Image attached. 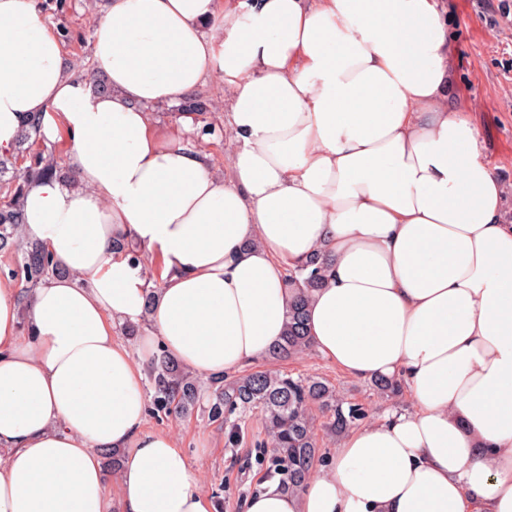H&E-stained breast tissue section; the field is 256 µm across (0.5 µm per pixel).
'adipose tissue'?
<instances>
[{"label":"adipose tissue","instance_id":"1","mask_svg":"<svg viewBox=\"0 0 512 512\" xmlns=\"http://www.w3.org/2000/svg\"><path fill=\"white\" fill-rule=\"evenodd\" d=\"M91 54L76 76L34 0H0V153L38 113L75 177L23 200L59 273L24 314L0 278V512H216L174 434L144 430V357L115 325L149 316L148 348L242 372L284 333L287 269L316 254L314 348L409 405L245 512H512V224L450 102L441 0H112ZM213 76L227 177L191 120L152 112ZM123 236L139 260L114 253Z\"/></svg>","mask_w":512,"mask_h":512}]
</instances>
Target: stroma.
I'll return each mask as SVG.
<instances>
[{
    "mask_svg": "<svg viewBox=\"0 0 512 512\" xmlns=\"http://www.w3.org/2000/svg\"><path fill=\"white\" fill-rule=\"evenodd\" d=\"M448 12V36L455 67L453 105L466 108L477 130L485 161L504 182L503 220L512 224V0H442ZM110 0H70L64 15L43 13L51 31L67 27L72 41L63 45L67 61L76 63L79 75L91 68L92 29L107 11ZM211 104L205 122L213 134L197 146L210 153L215 167L227 170L233 143L224 131V105L220 82L211 80L201 90ZM256 370L278 369L292 375H314L333 385L344 399L369 408L378 416L389 403L374 395L369 382L346 377L334 364L316 352L279 363L261 359ZM149 431L176 434L191 465H203L204 488L217 512H244V502L260 491L269 477L272 451L261 447L265 434L259 421H250L243 443L225 445L224 427L212 421L207 407H197L190 416L147 415Z\"/></svg>",
    "mask_w": 512,
    "mask_h": 512,
    "instance_id": "obj_1",
    "label": "stroma"
}]
</instances>
